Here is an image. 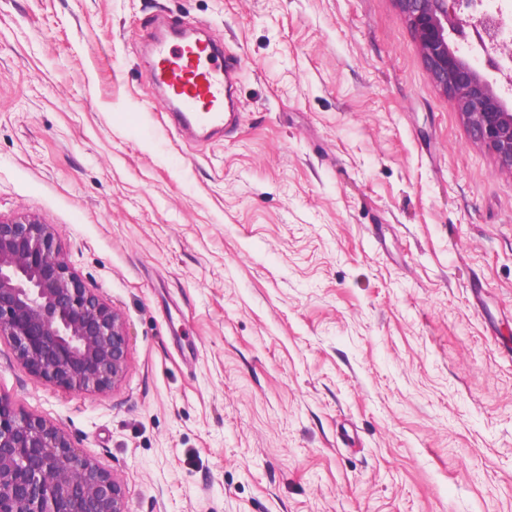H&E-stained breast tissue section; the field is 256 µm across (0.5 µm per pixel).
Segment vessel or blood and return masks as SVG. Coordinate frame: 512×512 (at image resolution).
<instances>
[{"label":"vessel or blood","instance_id":"b4317fda","mask_svg":"<svg viewBox=\"0 0 512 512\" xmlns=\"http://www.w3.org/2000/svg\"><path fill=\"white\" fill-rule=\"evenodd\" d=\"M153 81L162 87L174 111L175 126L217 134L232 118L226 112L232 64L209 43L157 41Z\"/></svg>","mask_w":512,"mask_h":512}]
</instances>
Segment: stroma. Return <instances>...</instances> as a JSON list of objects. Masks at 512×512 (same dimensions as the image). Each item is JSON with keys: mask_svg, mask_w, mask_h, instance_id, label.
I'll return each instance as SVG.
<instances>
[{"mask_svg": "<svg viewBox=\"0 0 512 512\" xmlns=\"http://www.w3.org/2000/svg\"><path fill=\"white\" fill-rule=\"evenodd\" d=\"M237 66L175 129L153 44ZM53 225L129 367L0 394L128 512H512V174L394 0H0V217Z\"/></svg>", "mask_w": 512, "mask_h": 512, "instance_id": "obj_1", "label": "stroma"}]
</instances>
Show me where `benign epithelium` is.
<instances>
[{"instance_id":"1","label":"benign epithelium","mask_w":512,"mask_h":512,"mask_svg":"<svg viewBox=\"0 0 512 512\" xmlns=\"http://www.w3.org/2000/svg\"><path fill=\"white\" fill-rule=\"evenodd\" d=\"M433 81L470 136L512 173V39L503 10L477 15L460 0H395ZM474 37L500 64L483 73L458 46ZM37 379L73 391L102 390L125 376L123 318L85 288L53 225L0 218V340ZM0 512H127L123 483L72 447L54 424L0 395Z\"/></svg>"}]
</instances>
